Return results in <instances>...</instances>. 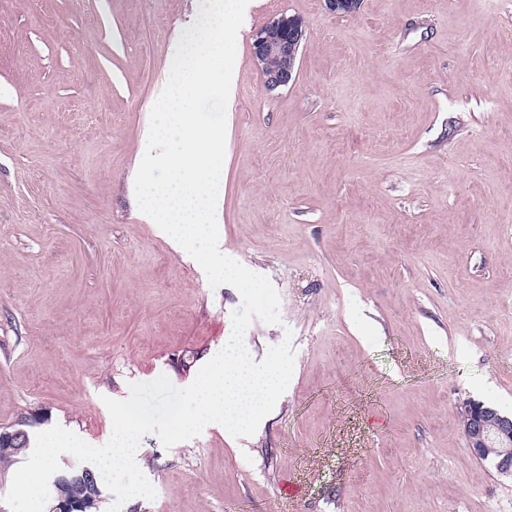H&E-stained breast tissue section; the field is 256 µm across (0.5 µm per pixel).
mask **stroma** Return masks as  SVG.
Instances as JSON below:
<instances>
[{"instance_id": "35a3bbf8", "label": "stroma", "mask_w": 512, "mask_h": 512, "mask_svg": "<svg viewBox=\"0 0 512 512\" xmlns=\"http://www.w3.org/2000/svg\"><path fill=\"white\" fill-rule=\"evenodd\" d=\"M307 24L268 89L253 32ZM194 0H0V428L21 415L95 446L104 397L188 386L241 304L139 215L152 105ZM218 202L222 251L265 275L293 331L287 391L254 436L164 448L121 512H512L473 457L475 400L512 414V0H252Z\"/></svg>"}]
</instances>
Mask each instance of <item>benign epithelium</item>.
<instances>
[{
  "instance_id": "1",
  "label": "benign epithelium",
  "mask_w": 512,
  "mask_h": 512,
  "mask_svg": "<svg viewBox=\"0 0 512 512\" xmlns=\"http://www.w3.org/2000/svg\"><path fill=\"white\" fill-rule=\"evenodd\" d=\"M336 15L356 12L361 0H324ZM306 38V25L298 16L282 14L252 35V55L265 86L274 90L295 80L297 57ZM459 426L471 454L490 461L496 471L512 478V416L481 402L467 400L459 411ZM88 503L69 494L60 496L53 512H86Z\"/></svg>"
}]
</instances>
